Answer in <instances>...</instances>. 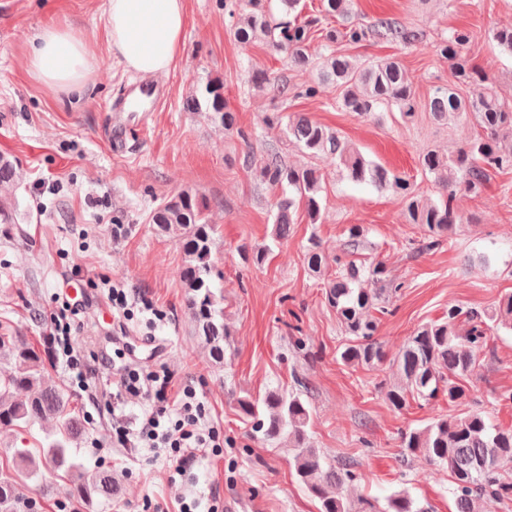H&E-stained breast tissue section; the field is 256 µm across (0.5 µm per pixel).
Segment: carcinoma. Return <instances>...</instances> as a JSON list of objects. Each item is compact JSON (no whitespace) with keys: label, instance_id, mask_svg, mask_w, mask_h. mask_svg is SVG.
<instances>
[{"label":"carcinoma","instance_id":"cac0c4a2","mask_svg":"<svg viewBox=\"0 0 512 512\" xmlns=\"http://www.w3.org/2000/svg\"><path fill=\"white\" fill-rule=\"evenodd\" d=\"M278 2L274 16L271 2ZM353 0H319L304 13L301 0H224V12L230 18L237 41L261 42L286 54L291 65L318 69L322 83H332L339 92V107L370 118L382 107H395L401 118L411 121L418 102L412 81L400 60L386 58L360 60L342 52L343 45L364 42L415 45L424 33L393 17H379L369 23L333 26L329 19L351 13ZM325 43L327 54L314 61L307 53L313 37ZM470 30L456 29L437 44V53L450 63L448 86L438 87L425 103L430 115L439 122L465 119L481 133L469 140L455 155L435 151L419 158L424 174L442 189L439 203L422 204L413 184L380 164L370 161L350 141L335 130L299 115L287 119L283 133L312 156L328 154L336 160L348 179L368 182L378 188H391L404 203L408 221L420 224L427 232L424 247L436 249L451 241L458 216L454 201L456 190L478 194L488 184L491 172L512 169V104L503 102L486 84V76L468 57ZM470 85L474 91L463 96L460 88ZM204 99L192 96L186 106L213 113L230 129L236 125V113L224 98V84L215 81L204 90ZM277 97L311 98L314 85L276 84ZM261 181L281 192L276 201L272 240L288 238L294 224L296 205L304 204L310 223L321 216L322 177L312 166L297 167L288 162L278 146L269 147L259 167ZM17 172L0 160V190L12 188ZM150 223L176 238L184 261L180 282L186 292V305L195 332L206 344L211 361L224 363V342L230 335L224 323V304L214 291V265L211 249L216 225L209 218V204L197 195L180 191L155 208ZM364 247L363 230L354 224L348 230L344 256L336 257V278L326 290L328 306L347 336L340 352L346 365L374 366L385 362L387 354L376 339L383 296L390 289L402 288L382 262L363 266L352 259ZM305 259L309 269L323 266L320 244L312 241ZM466 315L468 328H457L460 315ZM504 329L512 333V295L503 297L491 311L448 308V317L417 328L399 349L396 363L399 382L387 391L390 405L401 411L410 401L422 405L441 397L454 407L476 400L462 381L477 374L479 353L490 333ZM9 369L0 373V428L19 431L51 419L54 431L35 448H17L11 467H0V512H31L23 492L25 481L49 469L68 478L74 485L77 512H91L96 497H112V474L88 470L71 454V446L83 433V423L64 391L46 380L43 356L26 337L0 332V361ZM239 411L251 424L257 439L273 443L282 436L293 441L294 467L299 481L320 504L319 512H428L405 491L385 497V503L365 499L353 507L347 500L329 492V488L356 480L354 462L341 459L326 462L309 443L307 428L311 411L302 393L271 390L263 397L237 399ZM402 456H423L431 464L448 468L456 512H476V502L492 497L512 500V482L502 472L512 468V429L493 423L479 409L457 416H440L421 428L399 433Z\"/></svg>","mask_w":512,"mask_h":512}]
</instances>
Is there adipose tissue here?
<instances>
[{"instance_id": "adipose-tissue-1", "label": "adipose tissue", "mask_w": 512, "mask_h": 512, "mask_svg": "<svg viewBox=\"0 0 512 512\" xmlns=\"http://www.w3.org/2000/svg\"><path fill=\"white\" fill-rule=\"evenodd\" d=\"M105 21L110 55L135 71L165 74L182 49L184 0H106ZM98 63L82 33L55 24L38 31L27 59L30 74L55 92L81 88Z\"/></svg>"}]
</instances>
